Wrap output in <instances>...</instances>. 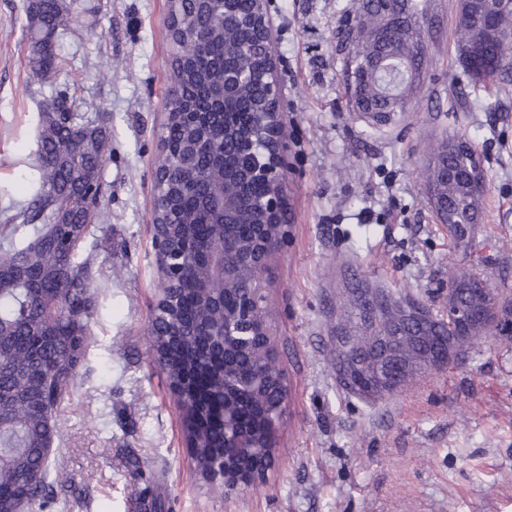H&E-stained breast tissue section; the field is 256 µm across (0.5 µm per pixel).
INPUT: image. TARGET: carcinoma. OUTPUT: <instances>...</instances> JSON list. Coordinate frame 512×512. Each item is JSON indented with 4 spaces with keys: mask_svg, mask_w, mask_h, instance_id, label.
I'll list each match as a JSON object with an SVG mask.
<instances>
[{
    "mask_svg": "<svg viewBox=\"0 0 512 512\" xmlns=\"http://www.w3.org/2000/svg\"><path fill=\"white\" fill-rule=\"evenodd\" d=\"M469 9L458 17L457 53L464 74L481 88L512 70V7L502 0H467ZM432 0H359L354 25L348 28L364 112H377L378 126L409 110L425 83L427 58L411 60L422 32L411 15L427 10ZM237 15H258L260 0H235ZM170 16L172 46L169 115L159 138L158 170L177 164L178 156L193 151L192 164L169 179L163 191L168 209L157 220L174 247H196L224 238L223 221L209 209L223 192L224 155L239 166L251 159L246 148L258 112L268 111L265 95L267 63L258 51L255 33L240 29L224 12L202 16L196 0H175ZM61 0L30 4L26 27L38 43L31 60L34 77L43 80L62 66L54 44L66 26ZM252 44L229 58L224 48ZM248 75L228 99L214 103L224 86V71ZM66 97L53 99L42 115L38 149V178L30 201L16 218L0 226V512L20 504L26 512H75L79 502L58 497L56 489L71 487L68 473L54 466L47 448L55 437L54 415L73 394L74 370L91 343L89 320L94 306L97 271L81 245L91 233L88 213L99 206L104 165L112 155V135L105 117L88 116L65 106ZM188 112H213V117L190 120ZM479 160L468 142L448 149L443 138L430 147L423 171L427 190L438 195L449 224L463 231L480 219L485 189L474 187L473 166ZM264 187L256 184L241 200L233 245L253 247L252 225L261 221L257 200ZM455 286L451 306L466 313L495 306L501 298L488 273L452 270ZM245 295L224 293L223 279L201 283L190 265L174 281H161L156 311L147 327L150 348L163 351L162 370L176 381L188 456L202 475L221 469L223 462L247 465L260 479L267 469L269 436L284 412V373L269 358L252 361L224 345V322L244 313ZM415 305L411 295L394 293L357 278L341 290L338 313L342 339L330 341L339 387L348 394L375 400L385 398L387 384L377 374L374 359L379 340L393 337L389 363L402 388L428 372L426 358L448 357V322L427 312L415 322L395 318L402 305ZM475 337H456L458 351L500 336L512 340V310L499 315L495 333L474 330ZM255 369L249 385L238 383L243 370ZM239 414L245 436L239 445L224 446V408Z\"/></svg>",
    "mask_w": 512,
    "mask_h": 512,
    "instance_id": "1",
    "label": "carcinoma"
}]
</instances>
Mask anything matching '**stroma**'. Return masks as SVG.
<instances>
[{"mask_svg": "<svg viewBox=\"0 0 512 512\" xmlns=\"http://www.w3.org/2000/svg\"><path fill=\"white\" fill-rule=\"evenodd\" d=\"M29 0H0V225L23 210L40 119L53 97L108 115L93 258L101 268L91 334L75 380L89 390L60 410L56 460L88 512H512V342L464 353L390 399L368 402L336 382L329 338L336 289L356 275L403 290L444 318L448 272L495 274L512 301V78L446 111L462 75L459 0H433L428 79L411 111L377 128L353 112L336 49L358 0H269L283 88L287 210L263 275L262 305L288 400L277 451L252 487L225 493L196 473L181 417L145 328L159 289L151 244L153 177L170 85L168 0H63L66 63L32 78L22 32ZM465 138L488 173L465 245L439 223L420 172L428 145Z\"/></svg>", "mask_w": 512, "mask_h": 512, "instance_id": "obj_1", "label": "stroma"}]
</instances>
